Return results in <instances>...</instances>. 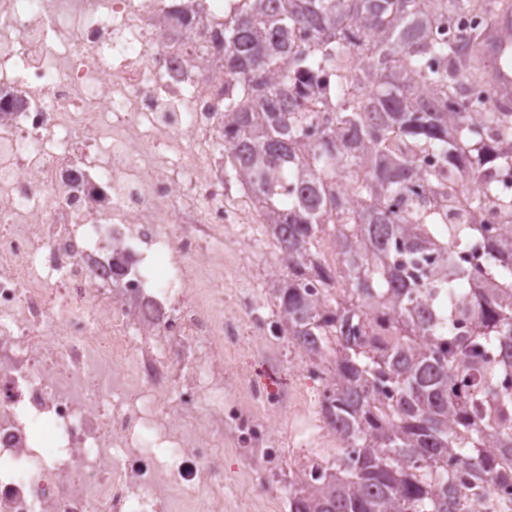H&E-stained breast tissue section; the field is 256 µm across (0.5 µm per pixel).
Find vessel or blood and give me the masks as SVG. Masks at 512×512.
<instances>
[{
  "label": "vessel or blood",
  "mask_w": 512,
  "mask_h": 512,
  "mask_svg": "<svg viewBox=\"0 0 512 512\" xmlns=\"http://www.w3.org/2000/svg\"><path fill=\"white\" fill-rule=\"evenodd\" d=\"M477 56L498 110L512 112V0H501L495 23L478 40Z\"/></svg>",
  "instance_id": "1"
}]
</instances>
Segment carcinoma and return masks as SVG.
I'll return each instance as SVG.
<instances>
[{
    "mask_svg": "<svg viewBox=\"0 0 512 512\" xmlns=\"http://www.w3.org/2000/svg\"><path fill=\"white\" fill-rule=\"evenodd\" d=\"M483 0H236L224 15V180L262 202L279 233L285 279L271 285L280 326L333 371L321 412L341 448L312 480L288 483L289 512H478L488 485L512 486V223L448 224L434 205H396L418 176L399 145L440 141L448 174L470 154L512 167V142L491 149L457 87L478 77L422 68L439 50L435 29L451 10ZM336 68L359 85L334 111L288 110L300 72ZM325 123L321 138L310 127ZM350 169V183L338 175ZM492 184L470 166L458 183L431 186L477 210ZM336 246L343 276L320 257ZM469 269L455 257L473 244ZM324 287L313 297L305 284ZM471 304L464 336L449 334ZM469 490L465 503L459 487Z\"/></svg>",
    "mask_w": 512,
    "mask_h": 512,
    "instance_id": "1",
    "label": "carcinoma"
}]
</instances>
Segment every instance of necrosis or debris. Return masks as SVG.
<instances>
[{
	"label": "necrosis or debris",
	"mask_w": 512,
	"mask_h": 512,
	"mask_svg": "<svg viewBox=\"0 0 512 512\" xmlns=\"http://www.w3.org/2000/svg\"><path fill=\"white\" fill-rule=\"evenodd\" d=\"M224 0H0V512H224V450L317 471L272 435L319 408L247 340L277 342L224 230L258 223L224 180ZM422 180H448L442 144ZM477 215L512 222V170ZM168 257L158 270L159 257Z\"/></svg>",
	"instance_id": "4bbe7bcc"
}]
</instances>
